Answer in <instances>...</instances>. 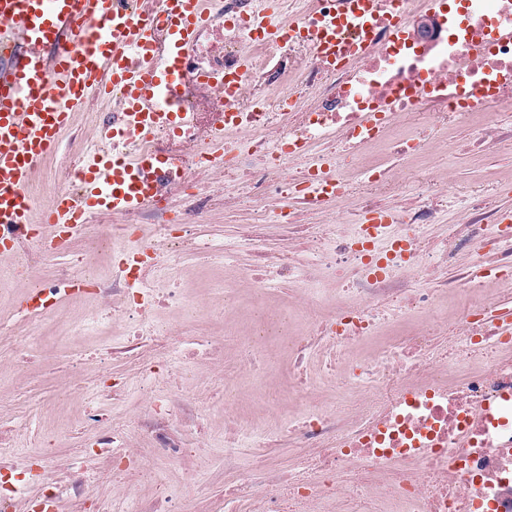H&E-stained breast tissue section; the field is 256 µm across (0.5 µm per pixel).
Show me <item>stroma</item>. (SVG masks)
Returning a JSON list of instances; mask_svg holds the SVG:
<instances>
[{"mask_svg": "<svg viewBox=\"0 0 512 512\" xmlns=\"http://www.w3.org/2000/svg\"><path fill=\"white\" fill-rule=\"evenodd\" d=\"M112 111L111 99L88 101L63 135L62 155L71 157L89 152L96 142V130L101 119L111 115ZM478 167L477 161L460 155L451 156L442 150L435 151L425 164L430 174L439 178L446 175L453 178L462 195L477 185ZM112 222V215H95L83 234L74 238L63 254L43 267L42 277L53 279L69 271L72 256L88 251L98 233ZM187 266L184 278L193 294L205 295L207 307L221 308L229 299L251 313L249 320L227 322L218 316L199 317L193 307L184 310V317L189 319L190 327L196 333L226 338L227 360H234L238 346L246 343V333L252 324L263 320L266 304L284 305L288 302V291L284 288L269 290L261 301L256 300L253 292L247 288L225 292L221 267L210 257H197L188 261ZM25 288V283L15 278L11 264H0V356H10L14 337L24 336L34 357L33 363L21 373L8 366L0 368V434L8 439L17 456H24L32 439L38 438L51 443L59 457L77 461L83 455L85 444L96 435L94 426H84L79 422L94 390L92 385L80 381L82 367L77 358L81 355H104L108 348L122 346L123 338L109 324L97 325L94 331L77 335L74 320L79 310L71 298L61 299L57 303L56 317L39 326H31L17 311L19 298ZM71 381L77 382L78 392L71 396L67 405L68 418L36 413L37 404L57 399L61 385ZM223 415V405L215 404L207 420L200 426L203 441L199 454L206 461V468H197L192 461L183 464L159 463L154 474L138 480V494L126 504L125 512H140L144 497L151 494L158 482L178 495L195 499L200 512H251L249 501H236L229 506L224 503V486L234 481L236 475L224 468ZM306 454V449L288 447L286 442L272 437L264 447L243 449L239 466L245 471L257 459L264 458L273 467L286 470L299 465Z\"/></svg>", "mask_w": 512, "mask_h": 512, "instance_id": "35a3bbf8", "label": "stroma"}]
</instances>
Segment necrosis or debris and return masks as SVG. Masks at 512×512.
I'll use <instances>...</instances> for the list:
<instances>
[{
	"label": "necrosis or debris",
	"mask_w": 512,
	"mask_h": 512,
	"mask_svg": "<svg viewBox=\"0 0 512 512\" xmlns=\"http://www.w3.org/2000/svg\"><path fill=\"white\" fill-rule=\"evenodd\" d=\"M260 11L259 0H221L201 28L179 88L188 118L142 146L163 157L157 195L100 236L122 244L111 285L64 279L67 288L90 287L99 297L85 323L119 324L125 352L138 353L137 411L113 417L108 405L129 381L92 365L97 401L84 417L97 437L84 465L39 444L19 460L0 444V512H46L64 501L78 512H124L135 490L130 476L192 457L209 406L177 391L156 393L160 379L193 374L223 389L225 468L235 467L238 449L265 438L240 410L238 384L275 367L252 352L228 370L219 363L223 341L203 337L196 345L209 365L195 367L184 353L185 326L156 323L182 291L153 280L177 276L190 252L219 259L225 287L259 296L276 285L293 289L291 305L308 326L291 343L296 365L320 344L328 376L359 397L337 413L302 377L272 395L280 439L308 449L310 465L279 472L256 461L227 486L225 499L248 500L253 512H329L328 503L343 499L349 512H512V330L499 315L512 303V224L487 195L474 193L458 208L447 179L429 175L413 187L401 176L443 147L482 157L512 142V126L499 120L512 109V0H380L374 43L333 69L305 39L250 35ZM420 111L427 123H409ZM463 120L475 139H447ZM219 132L220 154L213 147ZM206 169L223 172L222 195L195 192L196 174ZM318 178L331 185L328 202L310 195ZM360 180L368 197L357 202ZM272 192L289 233L276 252L262 235ZM246 202L253 234L189 235L216 209ZM442 222L446 231L434 234ZM242 252L253 263H239ZM322 282L335 290L328 307L311 290ZM459 291L470 301L447 312L443 299ZM157 334L165 352L140 354L142 340ZM367 341L375 351L356 358ZM134 430L148 439L150 455L130 444ZM102 479L112 485L111 499L92 492Z\"/></svg>",
	"instance_id": "1"
}]
</instances>
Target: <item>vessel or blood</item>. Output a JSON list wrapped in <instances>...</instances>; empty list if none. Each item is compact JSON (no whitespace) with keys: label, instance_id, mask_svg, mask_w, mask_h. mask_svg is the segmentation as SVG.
<instances>
[{"label":"vessel or blood","instance_id":"obj_1","mask_svg":"<svg viewBox=\"0 0 512 512\" xmlns=\"http://www.w3.org/2000/svg\"><path fill=\"white\" fill-rule=\"evenodd\" d=\"M211 0H161L141 15L115 0H0V260L20 242L41 246L30 217L34 173L57 149L72 116L92 98L119 91L125 119L99 129V141L148 142L158 130L175 132L186 114L176 98L186 58L200 27L214 13ZM376 0H348L341 14L318 25L316 51L356 57L368 46ZM155 155L94 153L81 172L82 199L58 197L45 211L53 243L99 212L126 214L150 201Z\"/></svg>","mask_w":512,"mask_h":512}]
</instances>
